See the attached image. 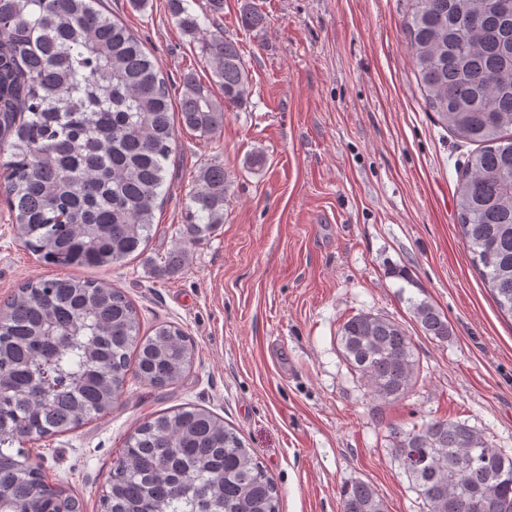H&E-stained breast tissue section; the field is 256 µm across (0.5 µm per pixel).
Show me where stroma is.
<instances>
[{
	"instance_id": "35a3bbf8",
	"label": "stroma",
	"mask_w": 512,
	"mask_h": 512,
	"mask_svg": "<svg viewBox=\"0 0 512 512\" xmlns=\"http://www.w3.org/2000/svg\"><path fill=\"white\" fill-rule=\"evenodd\" d=\"M244 0L219 22L251 74L246 110L202 137L174 131L167 192L136 258L93 272L136 306L143 329L180 327L194 351L178 385L129 378L108 416L24 443L48 480L100 512L125 437L154 412L196 404L223 418L274 479L280 512H341L340 492L371 484L387 512H421L389 439L433 418L462 421L512 455V320L502 317L457 228L455 188L471 143L441 128L422 98L405 32L406 0ZM184 31L168 0H104L143 43L180 99L185 74L221 89L199 41L208 0H187ZM264 163H249L253 154ZM233 178L224 222L191 237L201 168ZM52 267L22 246L0 187V304ZM448 319L447 341L417 326L411 300ZM381 314L413 338L421 378L386 403L348 367L338 336Z\"/></svg>"
}]
</instances>
